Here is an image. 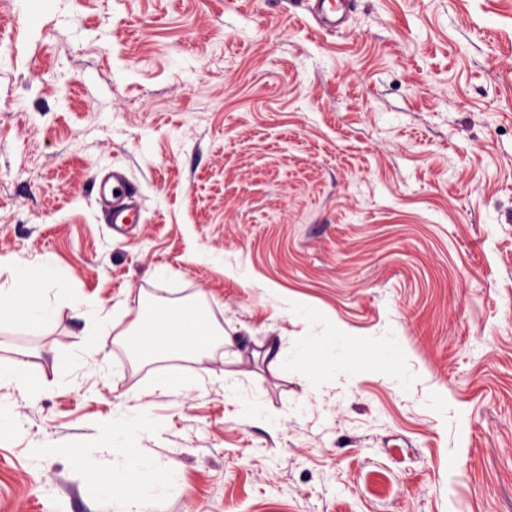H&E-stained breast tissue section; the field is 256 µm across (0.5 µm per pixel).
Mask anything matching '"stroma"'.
Segmentation results:
<instances>
[{"mask_svg":"<svg viewBox=\"0 0 512 512\" xmlns=\"http://www.w3.org/2000/svg\"><path fill=\"white\" fill-rule=\"evenodd\" d=\"M0 6V283L49 266L62 302L0 341L37 383H0V512L133 495L105 451L123 400L161 423L139 440L156 512H512V0H359L336 37L290 0ZM114 164L143 205L120 237L92 190ZM199 298L221 356L125 344L132 308ZM299 305L350 338L316 388L320 352L263 357L308 336ZM384 332L406 385L368 347ZM224 396L238 406L239 410L248 418L265 420V412L262 405L255 399L254 395L240 388L234 382L224 383Z\"/></svg>","mask_w":512,"mask_h":512,"instance_id":"1","label":"stroma"}]
</instances>
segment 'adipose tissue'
Listing matches in <instances>:
<instances>
[{
	"label": "adipose tissue",
	"mask_w": 512,
	"mask_h": 512,
	"mask_svg": "<svg viewBox=\"0 0 512 512\" xmlns=\"http://www.w3.org/2000/svg\"><path fill=\"white\" fill-rule=\"evenodd\" d=\"M57 281L55 271L47 266L41 271L38 287H0V335L14 336L51 321L57 304L49 300L48 293L55 289ZM294 312L311 326L312 333L302 342L286 348L271 344L265 355L272 366L285 368L298 363L313 349L336 354L343 351L345 336L328 327L322 311L298 306ZM132 333L135 337L133 349L140 357L188 355L200 364L210 358L216 346L230 341L224 330L211 326L206 309L197 303L160 307L150 316L137 313L132 322ZM157 426L156 419L142 407H122L114 412L107 443L115 461L112 483L118 486L134 477L139 480L140 489L133 497L114 499L113 512H155L166 487L164 469L159 462L148 461L141 455L135 437L137 433L155 430Z\"/></svg>",
	"instance_id": "1"
}]
</instances>
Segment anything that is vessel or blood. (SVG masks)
<instances>
[{
  "instance_id": "vessel-or-blood-1",
  "label": "vessel or blood",
  "mask_w": 512,
  "mask_h": 512,
  "mask_svg": "<svg viewBox=\"0 0 512 512\" xmlns=\"http://www.w3.org/2000/svg\"><path fill=\"white\" fill-rule=\"evenodd\" d=\"M304 3L316 24L330 34L340 33L355 8V0H304ZM93 186L103 219L113 232L125 233L129 226L139 223L141 197L123 167L100 172L94 177Z\"/></svg>"
}]
</instances>
